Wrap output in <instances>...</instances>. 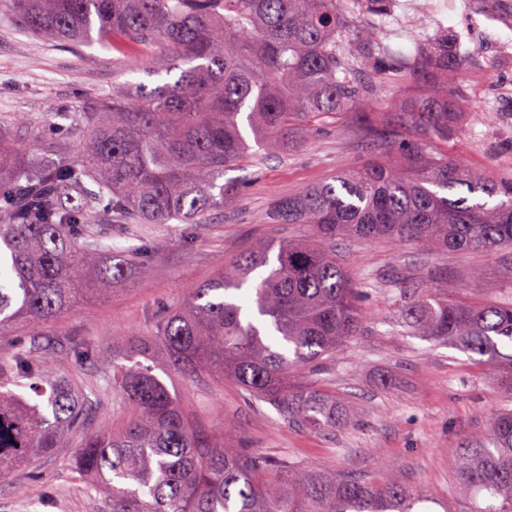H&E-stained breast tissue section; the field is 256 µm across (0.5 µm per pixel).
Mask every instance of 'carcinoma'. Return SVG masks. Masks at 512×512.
I'll return each instance as SVG.
<instances>
[{
    "label": "carcinoma",
    "instance_id": "1",
    "mask_svg": "<svg viewBox=\"0 0 512 512\" xmlns=\"http://www.w3.org/2000/svg\"><path fill=\"white\" fill-rule=\"evenodd\" d=\"M28 31L58 44H112L125 59L157 49L172 83L112 85L72 112L48 110L81 133L79 155L34 164L0 139V331L33 333L75 303L106 292L147 249L112 237H147L156 224H207L239 187L224 174L249 158L242 132L266 154L287 150L326 117L342 116L359 93L342 0H9ZM399 69L435 80L414 111L374 113V156L317 185L273 199L270 224H305L301 239L262 240L232 258L156 335L130 347L126 364L70 339L67 356L103 364L99 389L132 415L120 430L88 428L90 399L45 358L19 345L0 359V484L55 454L81 433L71 466L112 512H413L426 491L303 468L286 456L207 448L156 374L203 372L230 380L256 406L290 426L334 432L349 417L312 379L362 335V283L336 256V242L388 241L428 252L512 249V178H495L446 153L397 139L386 126L453 137L455 56L421 50ZM396 303L414 336L458 348L488 365L512 395V300L473 307L433 284L402 281ZM162 361L139 358L153 349ZM458 489L475 512H512V407L489 432L461 446Z\"/></svg>",
    "mask_w": 512,
    "mask_h": 512
}]
</instances>
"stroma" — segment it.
Returning a JSON list of instances; mask_svg holds the SVG:
<instances>
[{
	"mask_svg": "<svg viewBox=\"0 0 512 512\" xmlns=\"http://www.w3.org/2000/svg\"><path fill=\"white\" fill-rule=\"evenodd\" d=\"M419 2L416 24L425 30L426 42L443 41L461 58L453 109L462 115V133L446 143L432 142V150L494 177H512V97L497 92L503 83H512V64L497 61L494 52L498 44L512 47V29L467 22V0ZM415 46L411 31L394 24L384 34L352 42L357 80L366 87L355 112L328 121L287 153L261 154L227 172L225 181L238 183L241 190L210 223L154 227L147 258L113 283L110 292L78 303L41 336L22 328L0 332V357L25 343L47 357L51 374L89 388L102 368L67 361L70 338L123 351L132 341L155 334L166 312L223 270L252 239L304 234L300 224L267 222L271 199L317 184L374 152L376 143L362 113L408 111L411 99L432 87L429 78L409 77L391 67L374 72L383 48L410 53ZM167 80L154 73L147 52L129 62L105 44L65 47L31 35L8 0H0V132L16 143L36 144L32 161L61 141L78 150L80 138L68 121L21 126L18 114L34 119L50 108L71 111L76 101L111 89L116 81L154 86ZM336 252L356 279L372 282L363 296L370 318L366 332L321 375L323 388L351 408L346 428L333 433L291 428L272 407H252L229 380L219 384L204 374L172 375L166 384L206 444L285 455L308 467L353 472L377 485L394 476L427 491L429 500L420 512H443L447 503L453 512H469L470 498L454 491L459 448L466 436L487 431L491 415L505 401V389L468 354L408 333L389 280L411 275L468 305L507 301L512 299V252L428 254L413 245L345 241L337 242ZM474 275L480 287L471 290L467 284ZM79 442V436H68L55 455L16 473L13 484L0 486V512H112L111 500L88 493L90 478L66 465Z\"/></svg>",
	"mask_w": 512,
	"mask_h": 512,
	"instance_id": "obj_1",
	"label": "stroma"
}]
</instances>
